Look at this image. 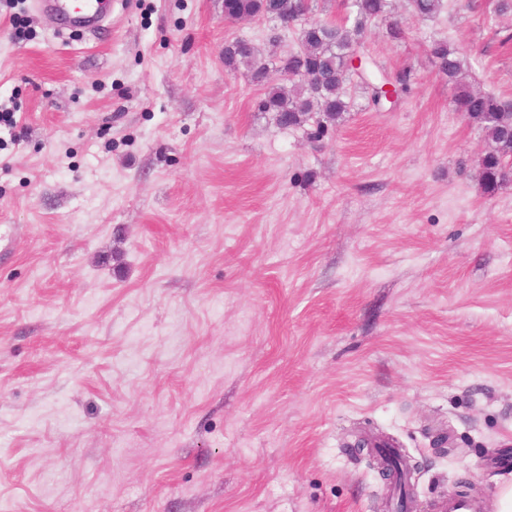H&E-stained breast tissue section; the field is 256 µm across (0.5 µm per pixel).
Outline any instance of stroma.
<instances>
[{"label": "stroma", "instance_id": "obj_1", "mask_svg": "<svg viewBox=\"0 0 512 512\" xmlns=\"http://www.w3.org/2000/svg\"><path fill=\"white\" fill-rule=\"evenodd\" d=\"M366 44L411 69L321 140L258 112L224 44L298 27L224 0H112L55 36L0 0V512H396L358 437L414 464L416 512L512 483V182L429 44L512 100V15L394 0Z\"/></svg>", "mask_w": 512, "mask_h": 512}]
</instances>
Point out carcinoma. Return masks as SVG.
Listing matches in <instances>:
<instances>
[{"mask_svg":"<svg viewBox=\"0 0 512 512\" xmlns=\"http://www.w3.org/2000/svg\"><path fill=\"white\" fill-rule=\"evenodd\" d=\"M417 15H436L442 0H409ZM293 7L292 0H224V13L234 19L259 18L280 22ZM392 0H351L350 12L341 20H312L304 24L298 37L299 47L279 58L275 67L290 73L295 80L286 88L268 78L270 63L251 42L237 38L224 44V68L232 73L245 67L252 83L263 93L257 98V112H274L278 121L291 127H302L319 112L314 135L320 138L339 126L351 104L344 88L355 80L368 103H377L383 80H371L366 73L350 68L349 53L364 48L369 26L387 22L386 34L392 41L403 38L398 22L391 20ZM438 72L456 86L453 110L474 124L484 135L488 149L478 161L479 185L482 192L493 196L509 179L512 163V101L490 92L472 91L464 82V62L459 49L446 40L430 45Z\"/></svg>","mask_w":512,"mask_h":512,"instance_id":"1","label":"carcinoma"}]
</instances>
